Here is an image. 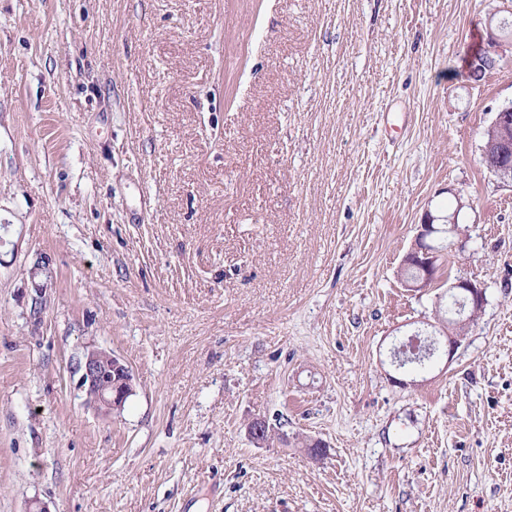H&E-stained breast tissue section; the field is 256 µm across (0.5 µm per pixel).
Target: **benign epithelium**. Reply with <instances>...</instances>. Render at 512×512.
I'll list each match as a JSON object with an SVG mask.
<instances>
[{"label": "benign epithelium", "instance_id": "7a95c632", "mask_svg": "<svg viewBox=\"0 0 512 512\" xmlns=\"http://www.w3.org/2000/svg\"><path fill=\"white\" fill-rule=\"evenodd\" d=\"M502 37H491L483 52L470 59L472 76L478 78L486 71L494 68L498 61V48ZM492 127L499 130L496 142L497 151L495 162L489 167L502 182L512 184V107L504 105L495 113ZM458 213L441 216L428 209L420 224L414 246L407 253L404 265L419 271V277L407 287L425 290L433 287L436 282V251L428 240L442 231L441 225H448V232L456 230ZM448 293L465 297L468 305V317L457 323V326H467L481 315L485 305V291L480 284L464 277H457L448 284ZM444 335L440 355L446 362H451L457 351L461 336L457 335L454 327L439 328ZM81 371V387L84 391L93 393L91 404L103 416L120 413L127 398L133 393V374L128 364L118 355L87 346L78 362Z\"/></svg>", "mask_w": 512, "mask_h": 512}]
</instances>
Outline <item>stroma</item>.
Instances as JSON below:
<instances>
[{"instance_id":"1","label":"stroma","mask_w":512,"mask_h":512,"mask_svg":"<svg viewBox=\"0 0 512 512\" xmlns=\"http://www.w3.org/2000/svg\"><path fill=\"white\" fill-rule=\"evenodd\" d=\"M505 5L0 0V512H512V45L469 73ZM455 276L482 314L392 382ZM89 345L134 375L109 418ZM492 127L499 130L497 139V131L487 129L485 133V145L482 154V163L488 168V164L492 158L495 162L489 167L503 183L512 184V110L511 105L500 107L495 113ZM497 145V151H496ZM509 155V162H503V158ZM459 210V209H458ZM458 210L453 214L447 216H441L437 212H433L431 209H427L423 221L420 224L419 233L416 236L414 246L407 253L404 259V266H410L419 271V277L411 283H407V287L415 289L425 290L427 288H433L436 282V266L435 259L437 253L446 251V254L451 251V240L448 234L456 230ZM438 224H448V231H444ZM442 235L438 238V243L435 246V250L428 243L429 239H433L435 235L440 232ZM449 250V251H448ZM437 256L436 262L439 260ZM418 271L405 269L404 275L405 280L415 278L418 276Z\"/></svg>"}]
</instances>
